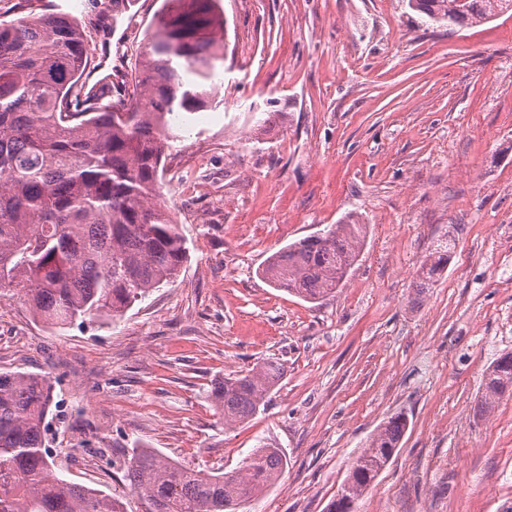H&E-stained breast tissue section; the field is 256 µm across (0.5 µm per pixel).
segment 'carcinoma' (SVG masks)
I'll return each instance as SVG.
<instances>
[{"label": "carcinoma", "instance_id": "carcinoma-1", "mask_svg": "<svg viewBox=\"0 0 512 512\" xmlns=\"http://www.w3.org/2000/svg\"><path fill=\"white\" fill-rule=\"evenodd\" d=\"M407 4L453 27L512 12V0ZM222 30L218 0H165L132 91L114 101L106 84L84 89L87 48L70 17L0 20V297L22 293L35 317L64 329L112 321L177 279L186 239L158 202L162 159L177 136L162 128L175 112L210 105L224 67ZM366 235L367 225L347 218L273 253L259 276L318 302L344 286ZM452 244L425 256L420 287L438 280ZM284 371L267 361L219 382L214 398L224 423L255 415ZM483 386L486 413L512 390L511 353L487 368ZM53 402L48 376L0 373V512H125L120 498L57 474L46 436ZM407 424L405 414H394L370 437L328 512H351L392 460ZM286 464L266 442L231 476L190 470L143 447L131 449L122 469L148 512H237L271 488Z\"/></svg>", "mask_w": 512, "mask_h": 512}]
</instances>
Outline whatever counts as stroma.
<instances>
[{"instance_id":"35a3bbf8","label":"stroma","mask_w":512,"mask_h":512,"mask_svg":"<svg viewBox=\"0 0 512 512\" xmlns=\"http://www.w3.org/2000/svg\"><path fill=\"white\" fill-rule=\"evenodd\" d=\"M220 106L176 112L163 203L187 240L178 278L112 324L52 328L0 298V372L51 377L59 474L146 512L120 470L152 448L238 472L260 443L281 480L241 512H327L393 414L409 427L356 512H500L512 504V397L480 415L512 354V14L448 28L406 0H220ZM163 0H0V18L63 13L88 71L124 82ZM367 224L335 296L310 303L258 275L288 243ZM432 287L416 270L441 241ZM286 367L264 409L225 423L224 377ZM452 244L453 240L448 238V244L425 256L417 272L420 287L428 288L438 280L452 257ZM481 397L482 412H488L493 404L506 392L512 390V354L494 361L486 370Z\"/></svg>"}]
</instances>
